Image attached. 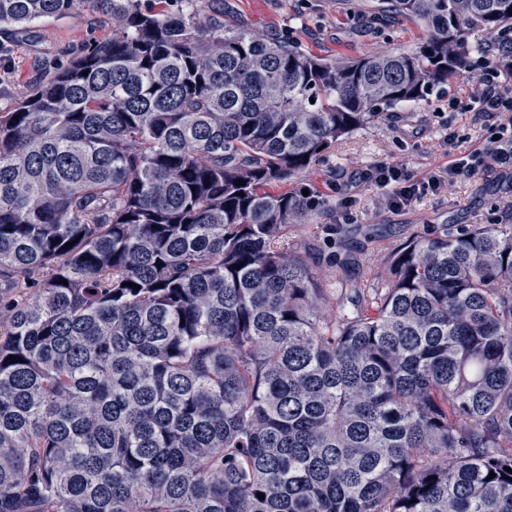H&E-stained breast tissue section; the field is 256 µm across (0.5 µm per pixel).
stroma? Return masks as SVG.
I'll return each instance as SVG.
<instances>
[{
    "label": "stroma",
    "instance_id": "1",
    "mask_svg": "<svg viewBox=\"0 0 512 512\" xmlns=\"http://www.w3.org/2000/svg\"><path fill=\"white\" fill-rule=\"evenodd\" d=\"M378 4L379 0H207L206 12L228 27L281 38L320 57L357 58L415 47L425 34L423 24L379 11ZM110 33V26L85 10L24 31L0 27V110L9 109L32 80L64 62L67 49ZM496 48V40L481 38L466 68L451 83L435 87L420 103L390 110L386 118L354 130L295 178V185L309 189L320 206L314 220L289 227L288 242L318 249L325 287H373L374 266L411 236L460 224H512L510 169L479 168L398 210L371 181L380 163L396 166L414 180L444 169L446 138H453V148L461 152L486 142L488 122L473 112L450 111L448 100L467 95ZM346 197L352 200L347 208L342 205ZM347 254L355 264L340 281L330 262Z\"/></svg>",
    "mask_w": 512,
    "mask_h": 512
}]
</instances>
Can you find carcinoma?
Segmentation results:
<instances>
[{
  "mask_svg": "<svg viewBox=\"0 0 512 512\" xmlns=\"http://www.w3.org/2000/svg\"><path fill=\"white\" fill-rule=\"evenodd\" d=\"M151 2L0 0L112 28L0 111V512H512V225L333 295L269 191L512 0H380L426 35L351 60Z\"/></svg>",
  "mask_w": 512,
  "mask_h": 512,
  "instance_id": "obj_1",
  "label": "carcinoma"
}]
</instances>
